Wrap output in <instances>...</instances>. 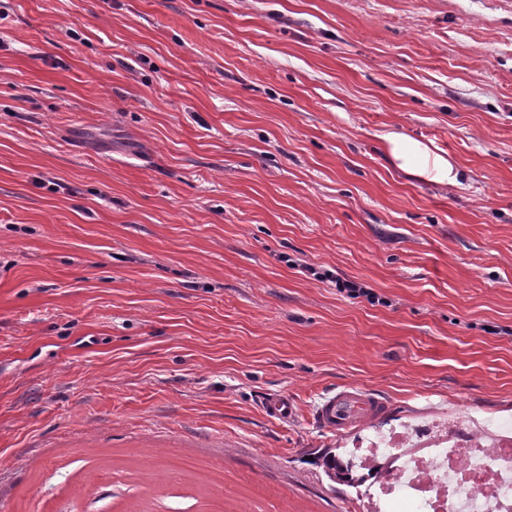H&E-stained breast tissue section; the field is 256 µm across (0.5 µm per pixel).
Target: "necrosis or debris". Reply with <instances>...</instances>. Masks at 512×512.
<instances>
[{
	"mask_svg": "<svg viewBox=\"0 0 512 512\" xmlns=\"http://www.w3.org/2000/svg\"><path fill=\"white\" fill-rule=\"evenodd\" d=\"M358 466L384 465L371 512H512V427L451 416L353 442Z\"/></svg>",
	"mask_w": 512,
	"mask_h": 512,
	"instance_id": "obj_1",
	"label": "necrosis or debris"
}]
</instances>
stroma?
<instances>
[{
  "instance_id": "stroma-1",
  "label": "stroma",
  "mask_w": 512,
  "mask_h": 512,
  "mask_svg": "<svg viewBox=\"0 0 512 512\" xmlns=\"http://www.w3.org/2000/svg\"><path fill=\"white\" fill-rule=\"evenodd\" d=\"M354 383L512 424V0H0V512H366ZM382 138L393 162L402 171L439 183L458 184L459 173L455 166L424 143L395 132L384 134ZM290 266L294 269L299 268L302 273L308 272L318 279H326V281L334 283L337 290L340 293H345L348 298H365L371 304L381 303L382 301V298L366 284L341 276L338 272L330 270H325L323 273L315 272L314 268L307 264L293 263ZM390 402L364 385L330 390L317 406L315 423L336 435L354 433L391 412ZM321 466L324 468L327 476L334 482L346 483L348 486L356 489L357 494L363 495L361 487L366 486L364 494L367 495V489L372 485L377 475L381 472L383 466L379 465L373 470L367 472H354L353 467L344 458L332 452H326L319 457Z\"/></svg>"
}]
</instances>
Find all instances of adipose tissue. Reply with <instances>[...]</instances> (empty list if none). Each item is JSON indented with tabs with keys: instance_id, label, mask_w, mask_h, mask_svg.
I'll return each mask as SVG.
<instances>
[{
	"instance_id": "obj_1",
	"label": "adipose tissue",
	"mask_w": 512,
	"mask_h": 512,
	"mask_svg": "<svg viewBox=\"0 0 512 512\" xmlns=\"http://www.w3.org/2000/svg\"><path fill=\"white\" fill-rule=\"evenodd\" d=\"M384 139L393 162L402 171L439 183L457 184L459 173L454 165L424 143L395 132L385 134Z\"/></svg>"
}]
</instances>
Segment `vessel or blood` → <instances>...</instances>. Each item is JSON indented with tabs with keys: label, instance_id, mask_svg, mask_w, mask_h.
<instances>
[{
	"label": "vessel or blood",
	"instance_id": "1",
	"mask_svg": "<svg viewBox=\"0 0 512 512\" xmlns=\"http://www.w3.org/2000/svg\"><path fill=\"white\" fill-rule=\"evenodd\" d=\"M391 411L389 401L363 385H346L328 391L314 414L316 424L337 435L358 431Z\"/></svg>",
	"mask_w": 512,
	"mask_h": 512
}]
</instances>
